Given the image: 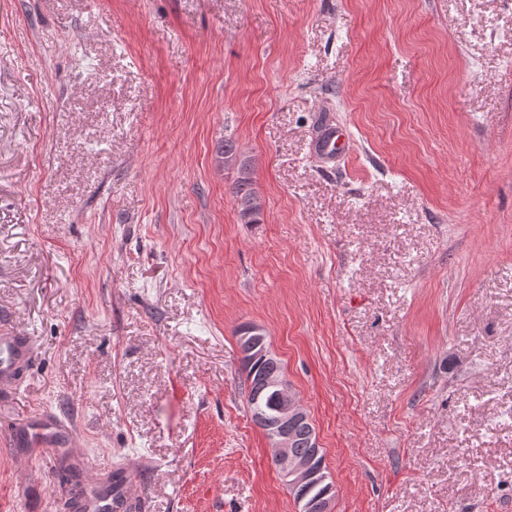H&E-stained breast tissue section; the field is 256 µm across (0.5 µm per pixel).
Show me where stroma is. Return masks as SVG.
I'll use <instances>...</instances> for the list:
<instances>
[{
    "label": "stroma",
    "instance_id": "1",
    "mask_svg": "<svg viewBox=\"0 0 512 512\" xmlns=\"http://www.w3.org/2000/svg\"><path fill=\"white\" fill-rule=\"evenodd\" d=\"M245 323L335 512H512V0H0V326L35 349L0 512H64L70 467L9 444L48 410L139 512H299ZM348 144L347 135L336 127H326L315 137V153L318 157L331 160L345 150ZM232 193L236 198L240 220L245 224L259 223L262 210L261 196L253 178V166L248 157H244L237 167ZM247 325H243L239 328L238 335V343L244 352V349H247L246 354H251L255 351H258V354L264 355V358L269 357L272 352L271 350H267L265 341H266V332L264 328L259 325H253L250 329V335L245 336L244 328ZM244 343V347L241 344ZM243 369L246 373V382H247V405L250 409L251 415L255 411H259L263 413L267 419V433L270 435L274 430L279 429V418H280V409L282 407L283 401L279 398L277 393L272 390H263L260 387L254 386L251 387L250 380L258 376L260 373L264 371H270L277 368L283 374V368L279 359L276 361L267 358L265 362H261L257 360L254 363H246L243 362ZM258 384L266 388H274L278 391V393L283 396H288V406L282 410V417L280 423L282 427L279 431H275L272 433L270 437H268L271 447L275 448V462L280 470V474L287 485L296 486L302 484H318L321 481H324L325 478L321 477L322 470L315 465L317 457L320 455V449L322 448L319 436L316 432L312 433L311 440V448H309V439L312 432V429H315L314 426L309 422L298 423V422H288V418L294 419H309V415L306 409L303 407L299 399L294 395L291 389L288 387V383L283 378L282 375L274 372H268L258 379ZM265 417L262 414H256L253 416V421L257 426L263 425L265 423ZM288 433L291 434L292 439V449L294 453L298 455H308L313 448H315V452L310 457H298L295 456L291 450L290 437Z\"/></svg>",
    "mask_w": 512,
    "mask_h": 512
}]
</instances>
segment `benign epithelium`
Instances as JSON below:
<instances>
[{"mask_svg":"<svg viewBox=\"0 0 512 512\" xmlns=\"http://www.w3.org/2000/svg\"><path fill=\"white\" fill-rule=\"evenodd\" d=\"M266 332L264 328L255 325L250 329V335L242 337V343L247 353L258 352V354L269 357L271 351L267 350ZM258 384L263 388H274L280 395L288 396V406L282 410L280 423L282 427L269 437L271 447L275 448V463L280 474L287 485L296 486L302 484H318L323 481L322 470L315 465L317 457L322 448L317 433H312L311 447L315 448L313 455L309 457H298L291 450L290 437L288 436V419H309L306 409L299 399L288 387V383L282 375L276 372H268L258 379Z\"/></svg>","mask_w":512,"mask_h":512,"instance_id":"benign-epithelium-1","label":"benign epithelium"}]
</instances>
